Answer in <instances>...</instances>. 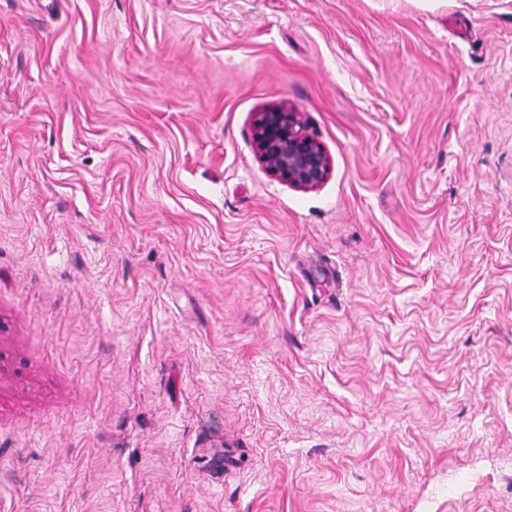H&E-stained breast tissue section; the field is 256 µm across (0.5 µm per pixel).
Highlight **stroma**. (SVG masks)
I'll return each mask as SVG.
<instances>
[{
    "instance_id": "stroma-1",
    "label": "stroma",
    "mask_w": 512,
    "mask_h": 512,
    "mask_svg": "<svg viewBox=\"0 0 512 512\" xmlns=\"http://www.w3.org/2000/svg\"><path fill=\"white\" fill-rule=\"evenodd\" d=\"M0 512H512V0H0ZM251 126L255 157L268 174L300 191L319 189L328 180L331 157L296 106H263L252 114Z\"/></svg>"
}]
</instances>
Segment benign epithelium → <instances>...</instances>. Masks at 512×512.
Wrapping results in <instances>:
<instances>
[{
	"instance_id": "benign-epithelium-1",
	"label": "benign epithelium",
	"mask_w": 512,
	"mask_h": 512,
	"mask_svg": "<svg viewBox=\"0 0 512 512\" xmlns=\"http://www.w3.org/2000/svg\"><path fill=\"white\" fill-rule=\"evenodd\" d=\"M251 126L255 157L268 174L300 191L319 189L328 180L331 157L296 106L266 105L252 114Z\"/></svg>"
}]
</instances>
